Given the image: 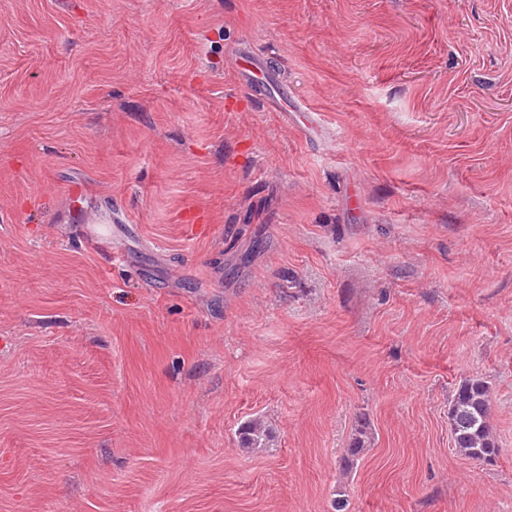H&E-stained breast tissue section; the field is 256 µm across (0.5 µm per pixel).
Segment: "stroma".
<instances>
[{
	"label": "stroma",
	"mask_w": 512,
	"mask_h": 512,
	"mask_svg": "<svg viewBox=\"0 0 512 512\" xmlns=\"http://www.w3.org/2000/svg\"><path fill=\"white\" fill-rule=\"evenodd\" d=\"M337 499L512 512V0H0V512ZM236 77L238 80L255 87L271 88L267 72L260 59L253 56L245 54L239 56L236 64ZM448 424L456 451L471 460L492 464L500 454L492 425L490 387L482 378L460 381L448 406ZM238 434L241 448H269L272 445L271 431L260 417L245 422Z\"/></svg>",
	"instance_id": "obj_1"
}]
</instances>
